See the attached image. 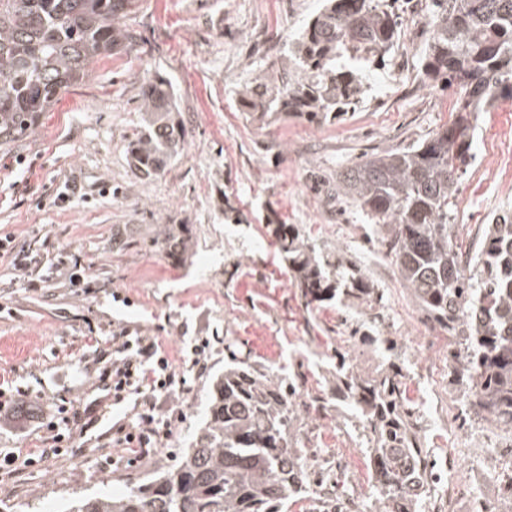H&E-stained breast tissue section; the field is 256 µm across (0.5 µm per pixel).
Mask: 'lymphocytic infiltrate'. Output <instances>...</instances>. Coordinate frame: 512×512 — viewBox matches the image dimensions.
Masks as SVG:
<instances>
[{
  "mask_svg": "<svg viewBox=\"0 0 512 512\" xmlns=\"http://www.w3.org/2000/svg\"><path fill=\"white\" fill-rule=\"evenodd\" d=\"M88 345L95 352L111 349L112 361L103 369L100 379L113 404L131 405L130 414L107 427L100 439L105 444L125 450L131 462L149 461L173 434L181 421L182 411L165 413L163 404L172 394L185 390L186 378L181 366L167 353L155 336L132 335L124 329L111 340L92 336ZM104 414L95 406L77 409L61 401L54 414L39 417L44 446L40 453L26 458L8 454L0 457V471L12 473L17 463L35 465L40 460L63 452L66 434L73 429L88 430L102 422Z\"/></svg>",
  "mask_w": 512,
  "mask_h": 512,
  "instance_id": "obj_1",
  "label": "lymphocytic infiltrate"
}]
</instances>
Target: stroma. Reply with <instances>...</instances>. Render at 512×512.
I'll return each instance as SVG.
<instances>
[{
  "instance_id": "1",
  "label": "stroma",
  "mask_w": 512,
  "mask_h": 512,
  "mask_svg": "<svg viewBox=\"0 0 512 512\" xmlns=\"http://www.w3.org/2000/svg\"><path fill=\"white\" fill-rule=\"evenodd\" d=\"M427 0H397L400 38L369 79L362 103L312 123L294 115L259 118L239 93L267 61L286 62L288 45L321 0H135L124 23L135 51L102 58L82 83L58 94L26 135L0 141V230L43 261L77 266L53 278L32 271L20 281L0 262V381L28 404L15 423L0 426V452L29 456L42 437L37 414L65 398L85 407L103 400L101 365L86 338L127 328L161 333L169 351L190 356L210 343L208 367L187 371V393L168 402L185 412L167 447L148 463L114 466L89 437L61 455L0 474V502L57 512L79 494L120 493L175 466L204 409L208 383L224 369V339L258 366L303 376L314 395L332 384L337 353L374 368L377 356L352 336L356 316L336 302L308 314L271 233L292 224L319 248H339L385 291L380 335L412 356L408 396L425 420L426 446L450 458L449 441L476 444L480 419L461 409L444 362L420 339L426 319L411 301L375 227L345 199L329 198L326 181L372 154L412 146L452 123L455 90L429 86L423 64L429 38ZM161 73L174 84L190 134L164 175L147 181L125 153L141 121L144 84ZM512 143V97L480 113L473 158L453 201L457 242L474 252L491 224L512 222V172L488 159L494 143ZM71 200L55 203L61 191ZM192 233L180 258L154 242L171 225ZM129 304L113 302V294ZM435 376L448 388L454 433L435 422L427 387ZM307 452L321 459L351 456L361 474L369 462L341 419L328 415L304 426Z\"/></svg>"
}]
</instances>
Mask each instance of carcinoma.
I'll return each mask as SVG.
<instances>
[{
    "instance_id": "carcinoma-1",
    "label": "carcinoma",
    "mask_w": 512,
    "mask_h": 512,
    "mask_svg": "<svg viewBox=\"0 0 512 512\" xmlns=\"http://www.w3.org/2000/svg\"><path fill=\"white\" fill-rule=\"evenodd\" d=\"M134 0H0V139L30 131L59 92L84 81L99 58L135 33L123 25ZM427 79L457 85L453 124L410 147L374 154L336 179V196L377 226L386 254L426 320L448 332V361L464 412L512 428V224H492L469 260L453 243L451 210L470 164L476 113L512 94V0H431ZM399 39L387 0H326L289 49V65L245 86L241 105L260 116L293 113L309 121L363 99L367 76ZM189 130L172 82L146 83L142 125L127 143L130 168L160 176ZM279 249L307 310L332 300L368 315L361 340L375 347L374 373L336 355L331 392L297 401L302 375L285 376L229 351L207 392L204 419L178 463L119 496H79L62 512H286L311 498L299 416L317 420L332 402L350 405V427L365 445L373 489L369 512H425L431 488L423 429L405 398L410 378L396 344L368 333L385 293L336 249L317 252L294 226L276 225ZM185 224L160 248L179 255Z\"/></svg>"
}]
</instances>
